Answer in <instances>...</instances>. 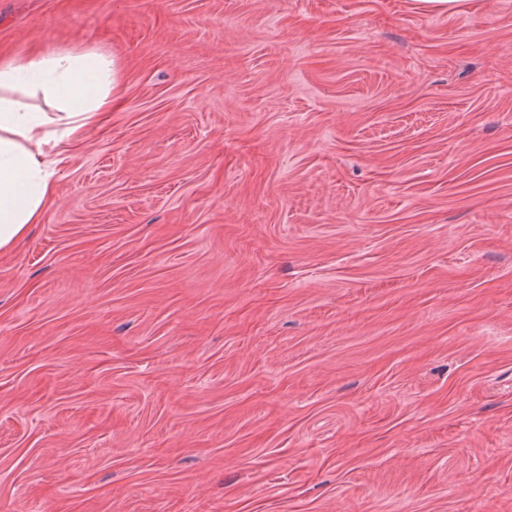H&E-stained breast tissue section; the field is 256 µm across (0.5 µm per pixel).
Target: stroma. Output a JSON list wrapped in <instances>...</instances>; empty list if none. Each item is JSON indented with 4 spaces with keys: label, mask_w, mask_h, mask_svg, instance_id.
I'll return each mask as SVG.
<instances>
[{
    "label": "stroma",
    "mask_w": 512,
    "mask_h": 512,
    "mask_svg": "<svg viewBox=\"0 0 512 512\" xmlns=\"http://www.w3.org/2000/svg\"><path fill=\"white\" fill-rule=\"evenodd\" d=\"M112 115L0 253V512H512V0H0Z\"/></svg>",
    "instance_id": "obj_1"
}]
</instances>
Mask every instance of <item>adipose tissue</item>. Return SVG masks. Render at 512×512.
Listing matches in <instances>:
<instances>
[{
  "label": "adipose tissue",
  "mask_w": 512,
  "mask_h": 512,
  "mask_svg": "<svg viewBox=\"0 0 512 512\" xmlns=\"http://www.w3.org/2000/svg\"><path fill=\"white\" fill-rule=\"evenodd\" d=\"M41 97L49 111L23 104ZM112 109V60L52 52L0 64V252L40 223L55 199L47 145L80 140Z\"/></svg>",
  "instance_id": "adipose-tissue-1"
}]
</instances>
